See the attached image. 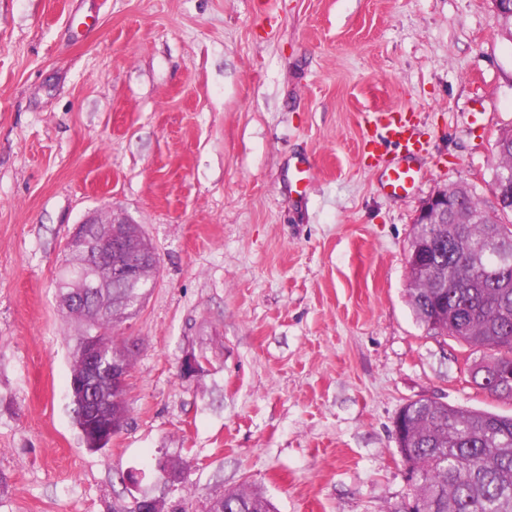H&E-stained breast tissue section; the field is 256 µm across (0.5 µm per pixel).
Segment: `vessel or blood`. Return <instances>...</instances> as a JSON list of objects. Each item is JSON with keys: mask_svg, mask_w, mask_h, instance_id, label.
<instances>
[{"mask_svg": "<svg viewBox=\"0 0 512 512\" xmlns=\"http://www.w3.org/2000/svg\"><path fill=\"white\" fill-rule=\"evenodd\" d=\"M370 123L376 132L364 138L363 149L366 154L376 159L381 158V147L387 142L397 145L403 154L402 161L385 162L384 189L391 196L407 193L417 174L415 163L425 151V143L417 131L413 113L379 112L371 117Z\"/></svg>", "mask_w": 512, "mask_h": 512, "instance_id": "vessel-or-blood-1", "label": "vessel or blood"}]
</instances>
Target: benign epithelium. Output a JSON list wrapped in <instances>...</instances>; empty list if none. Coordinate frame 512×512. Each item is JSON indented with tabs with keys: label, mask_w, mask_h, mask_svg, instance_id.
<instances>
[{
	"label": "benign epithelium",
	"mask_w": 512,
	"mask_h": 512,
	"mask_svg": "<svg viewBox=\"0 0 512 512\" xmlns=\"http://www.w3.org/2000/svg\"><path fill=\"white\" fill-rule=\"evenodd\" d=\"M455 211L461 220L467 219L466 211L456 200L452 189L439 190L421 205L415 216L416 224H443L448 212ZM131 225L133 222L120 213L106 212L91 216L78 224L67 241V249L79 250L86 257L84 268L77 272L66 284L67 305L74 315L81 318L88 313L84 301L86 294L97 288L105 287L101 272L106 271L109 279H115L126 288H143L149 284L158 270L156 254L153 250L143 249L137 254L131 250ZM110 345L106 339L85 335L79 352L85 360L86 371L83 376L71 378V389L86 388L93 390L101 377L112 382V388L126 390L127 371L124 361L113 360L102 370L101 358L105 348ZM204 360L193 355H186L180 365L181 374L187 378L202 372ZM90 408L85 430L86 439L114 436L124 427L125 420L107 421L108 405L89 399Z\"/></svg>",
	"instance_id": "7a95c632"
}]
</instances>
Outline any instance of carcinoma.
<instances>
[{
    "label": "carcinoma",
    "mask_w": 512,
    "mask_h": 512,
    "mask_svg": "<svg viewBox=\"0 0 512 512\" xmlns=\"http://www.w3.org/2000/svg\"><path fill=\"white\" fill-rule=\"evenodd\" d=\"M500 164H512V129L499 137ZM477 216L474 224L429 227L416 224L410 249L424 264L448 274V291L408 263L412 312L438 336H450L470 348L490 351L478 371V386L496 397L512 398V384L500 373L512 369V272L501 261L512 260V223L490 218L473 192L464 198ZM492 223H486L487 219ZM123 288L95 295L97 314L85 330L112 342V352L133 365L129 339L112 331L136 313L120 299ZM398 447L404 449L413 483L402 512H512V416L451 407L430 399L406 404L395 420ZM186 463L176 458L159 469L164 481L184 479ZM202 512H276L274 503L258 492L239 489L211 498Z\"/></svg>",
    "instance_id": "obj_1"
}]
</instances>
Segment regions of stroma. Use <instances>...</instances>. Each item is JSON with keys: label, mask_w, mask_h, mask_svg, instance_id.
Returning <instances> with one entry per match:
<instances>
[{"label": "stroma", "mask_w": 512, "mask_h": 512, "mask_svg": "<svg viewBox=\"0 0 512 512\" xmlns=\"http://www.w3.org/2000/svg\"><path fill=\"white\" fill-rule=\"evenodd\" d=\"M393 108L426 143L404 197L362 151L363 113ZM505 129L494 0H0V512L243 486L279 512H399L405 404L512 415L472 382L481 354L416 321L407 269L429 196L493 202ZM110 210L159 271L117 329L139 341L129 412L95 452L57 281L75 225Z\"/></svg>", "instance_id": "1"}]
</instances>
